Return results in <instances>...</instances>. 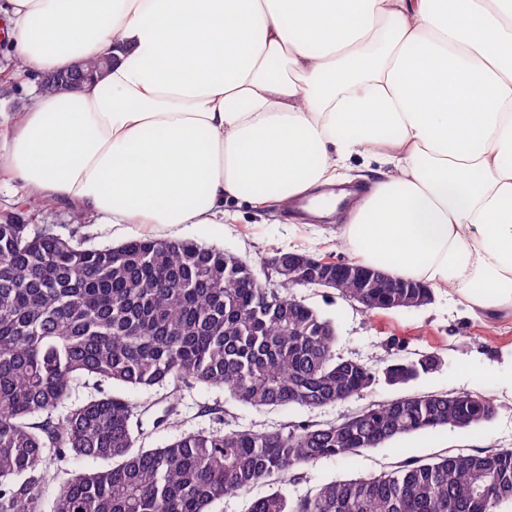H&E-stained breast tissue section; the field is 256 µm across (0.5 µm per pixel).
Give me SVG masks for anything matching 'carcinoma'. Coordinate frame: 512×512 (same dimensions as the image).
<instances>
[{
    "mask_svg": "<svg viewBox=\"0 0 512 512\" xmlns=\"http://www.w3.org/2000/svg\"><path fill=\"white\" fill-rule=\"evenodd\" d=\"M254 267L191 240L135 238L87 248L48 227L0 224V512H43L50 459L100 463L60 488L50 512H211L227 497L247 512H496L512 503V448L494 445L391 472L335 480L288 497L276 485L325 458L346 459L391 440L490 421L491 400L440 392L397 398L336 422L272 430H201L147 447L122 388L228 391L257 409H320L360 395L376 371L336 353V326ZM339 295L366 310L415 309L434 291L387 276L375 288L347 279ZM391 385L438 365L380 359ZM79 388L92 390L73 401ZM493 473L481 496L478 479ZM266 490L267 487L265 485H260L247 496L225 498L213 506V512H246L249 500L264 494Z\"/></svg>",
    "mask_w": 512,
    "mask_h": 512,
    "instance_id": "carcinoma-1",
    "label": "carcinoma"
}]
</instances>
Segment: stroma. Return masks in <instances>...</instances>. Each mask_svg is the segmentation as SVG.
<instances>
[{
  "instance_id": "obj_1",
  "label": "stroma",
  "mask_w": 512,
  "mask_h": 512,
  "mask_svg": "<svg viewBox=\"0 0 512 512\" xmlns=\"http://www.w3.org/2000/svg\"><path fill=\"white\" fill-rule=\"evenodd\" d=\"M18 70L12 47L6 36L0 35V156L7 150L18 116L17 103L34 95L31 85L18 77ZM232 212V218L221 224H102L89 215L77 222L74 209L30 206L16 181L0 180V224L47 225L61 236H75L94 247L116 246L134 238L190 239L234 253L256 266L278 249L330 253L345 259L350 256L339 222L305 223L278 209H257L246 203L233 206ZM291 293L334 322L338 352L360 357L375 369L383 356L403 360L422 354L436 355L440 366L408 385H391L384 376H377L362 396L314 410L286 406L259 411L222 389L196 386L184 390L175 406L176 416L166 425L158 422L170 405L165 390L125 389V396L143 409L140 419L146 445L161 446L179 433L201 429L267 430L286 423L330 422L399 397L468 392L493 401L496 414L492 421L474 429H438L405 436L345 460H321L306 468V482L284 483L282 492L291 497L331 480L377 475L407 457L432 459L489 445L512 448V312L475 315L460 301L438 294L430 304L417 309L368 313L331 288L297 286Z\"/></svg>"
}]
</instances>
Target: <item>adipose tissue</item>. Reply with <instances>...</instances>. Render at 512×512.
<instances>
[{"label": "adipose tissue", "mask_w": 512, "mask_h": 512, "mask_svg": "<svg viewBox=\"0 0 512 512\" xmlns=\"http://www.w3.org/2000/svg\"><path fill=\"white\" fill-rule=\"evenodd\" d=\"M31 80L111 65L21 112V187L109 224L291 209L355 158L361 261L512 310V0H0Z\"/></svg>", "instance_id": "ef3b65f1"}]
</instances>
